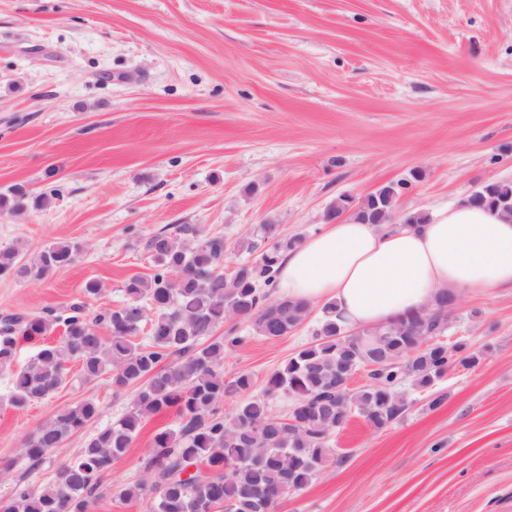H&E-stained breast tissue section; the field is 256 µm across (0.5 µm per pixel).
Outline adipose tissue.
<instances>
[{
    "label": "adipose tissue",
    "instance_id": "1",
    "mask_svg": "<svg viewBox=\"0 0 512 512\" xmlns=\"http://www.w3.org/2000/svg\"><path fill=\"white\" fill-rule=\"evenodd\" d=\"M278 285L294 300L335 303L350 329L394 322L444 290L512 288V220L465 201L390 230L344 217L288 252Z\"/></svg>",
    "mask_w": 512,
    "mask_h": 512
}]
</instances>
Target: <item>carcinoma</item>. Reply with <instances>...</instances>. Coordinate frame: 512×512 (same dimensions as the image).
Instances as JSON below:
<instances>
[{
    "mask_svg": "<svg viewBox=\"0 0 512 512\" xmlns=\"http://www.w3.org/2000/svg\"><path fill=\"white\" fill-rule=\"evenodd\" d=\"M408 182L386 184L355 199L336 198L331 218L342 214L392 226L395 203ZM21 187L0 195V211L25 206ZM512 201V180L487 182L467 202L499 212ZM300 243L284 236L277 224H263L260 235L244 238L237 248L257 254L255 261L224 274V237L197 224H176L145 241L154 273L124 283L125 302L90 316L83 303L46 314H0V369L11 370L9 403L22 409L54 392L76 362L83 379L108 376L120 393L135 389L129 411L96 433L78 455L62 464L52 483L33 488L21 484L0 512H91L93 503L112 493L104 482L145 421L172 413L176 427L154 435L144 475L118 492L122 500L146 499L149 512H274L278 500L294 485L308 487L332 460L341 461L330 440L336 413L359 416L380 429L406 410L407 391L432 389L460 362L479 364L483 353L460 343L453 349L438 340L448 330L453 297L437 296L430 313L414 322L398 321L349 332L336 322L334 307H321L314 338L268 375L260 395L251 394L254 377L242 371L224 381L227 349L241 343L233 325L213 336L228 321H248L255 335L277 340L300 327L311 305L281 296L267 301L265 287H275L282 257ZM79 246L53 242L30 260L18 247L0 248V277L43 280L65 271ZM148 324L147 341L135 337ZM62 329L59 342L45 339ZM433 339L426 348L422 341ZM381 344L383 359L371 370V382L353 391L336 389L343 367L367 366V346ZM35 345L25 365L14 368L18 347ZM239 397L221 413L220 402ZM286 397V417L271 412L270 401ZM99 414L93 399L65 409L28 436L23 452L32 465L62 447ZM189 467L198 471L183 477Z\"/></svg>",
    "mask_w": 512,
    "mask_h": 512,
    "instance_id": "cac0c4a2",
    "label": "carcinoma"
}]
</instances>
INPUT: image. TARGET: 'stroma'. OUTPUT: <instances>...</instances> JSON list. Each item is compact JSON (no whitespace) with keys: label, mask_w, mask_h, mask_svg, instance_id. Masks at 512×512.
Here are the masks:
<instances>
[{"label":"stroma","mask_w":512,"mask_h":512,"mask_svg":"<svg viewBox=\"0 0 512 512\" xmlns=\"http://www.w3.org/2000/svg\"><path fill=\"white\" fill-rule=\"evenodd\" d=\"M500 179L512 180V0H0V194L47 200L0 211V246L29 259L81 247L51 278H0V313L119 307L125 281L153 272L146 239L173 224L223 236L230 268L259 225L307 238L341 195L407 182L399 221ZM318 320L276 341L240 325L225 380L246 370L262 392ZM444 340L485 352L440 381L445 402L413 390L383 428L353 417L332 436L344 461L275 512H512V290L460 297ZM9 378L0 370L2 502L51 483L134 396L75 365L16 409ZM88 398L98 417L31 469L24 439ZM173 424L151 418L107 484L139 480Z\"/></svg>","instance_id":"stroma-1"}]
</instances>
